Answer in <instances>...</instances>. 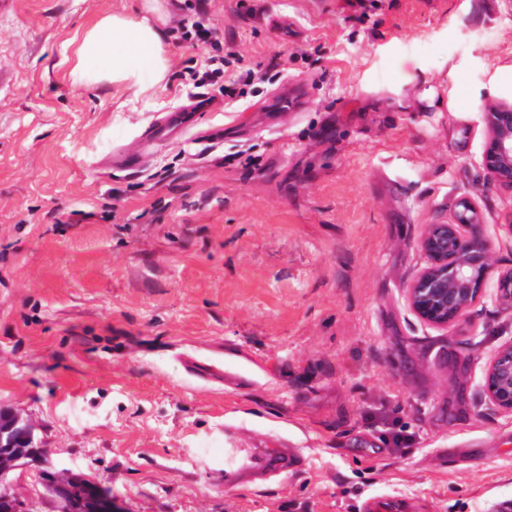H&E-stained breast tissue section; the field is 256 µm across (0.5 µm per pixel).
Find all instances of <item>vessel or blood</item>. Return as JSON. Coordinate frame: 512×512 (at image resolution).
<instances>
[{
  "label": "vessel or blood",
  "instance_id": "1",
  "mask_svg": "<svg viewBox=\"0 0 512 512\" xmlns=\"http://www.w3.org/2000/svg\"><path fill=\"white\" fill-rule=\"evenodd\" d=\"M281 108L298 111L306 104L303 87L282 84L277 91ZM198 116L192 106L154 116L141 130L135 151H113L107 161L119 168L140 167L163 142L172 139L190 127H197ZM299 461L298 449L280 441L266 438L243 445L232 426L224 428V489L232 491L243 482L263 483L293 470Z\"/></svg>",
  "mask_w": 512,
  "mask_h": 512
}]
</instances>
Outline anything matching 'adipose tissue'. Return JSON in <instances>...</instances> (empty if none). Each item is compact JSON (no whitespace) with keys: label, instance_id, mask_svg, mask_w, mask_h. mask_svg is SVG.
Returning <instances> with one entry per match:
<instances>
[{"label":"adipose tissue","instance_id":"obj_1","mask_svg":"<svg viewBox=\"0 0 512 512\" xmlns=\"http://www.w3.org/2000/svg\"><path fill=\"white\" fill-rule=\"evenodd\" d=\"M77 54L75 75L84 83L157 81L167 68L161 34L143 16L102 18L85 33Z\"/></svg>","mask_w":512,"mask_h":512}]
</instances>
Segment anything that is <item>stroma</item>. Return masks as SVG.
Masks as SVG:
<instances>
[{
    "instance_id": "stroma-1",
    "label": "stroma",
    "mask_w": 512,
    "mask_h": 512,
    "mask_svg": "<svg viewBox=\"0 0 512 512\" xmlns=\"http://www.w3.org/2000/svg\"><path fill=\"white\" fill-rule=\"evenodd\" d=\"M188 0H9L0 11V408L39 424L53 463L105 481L128 512H493L512 499V413L482 392L512 342L494 288L445 328L406 288L418 239L471 200L512 270V188L481 166L484 114L512 102V0H205L211 41L272 71L142 169L99 168L193 90ZM150 18L168 58L147 87L74 76L84 31ZM305 111L267 122L280 81ZM467 91L472 112L448 96ZM264 366L227 387L185 357ZM411 441L390 453L386 423ZM280 434L304 466L224 491V427ZM442 448H487L482 465Z\"/></svg>"
}]
</instances>
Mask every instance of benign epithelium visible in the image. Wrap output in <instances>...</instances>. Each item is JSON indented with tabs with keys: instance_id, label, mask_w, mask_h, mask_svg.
<instances>
[{
	"instance_id": "benign-epithelium-1",
	"label": "benign epithelium",
	"mask_w": 512,
	"mask_h": 512,
	"mask_svg": "<svg viewBox=\"0 0 512 512\" xmlns=\"http://www.w3.org/2000/svg\"><path fill=\"white\" fill-rule=\"evenodd\" d=\"M489 141L482 157L488 176L512 186V106L503 105L485 113ZM418 246L425 266L406 289L407 303L424 323L443 328L462 319L483 297L487 284L496 279V290L512 299V271L497 272L494 248L477 208L464 199L457 205L453 223L429 224ZM483 393L495 407L512 412V342L502 345L485 371ZM43 449V475L59 487L73 481V471L50 462ZM38 493L16 497V512H43Z\"/></svg>"
}]
</instances>
